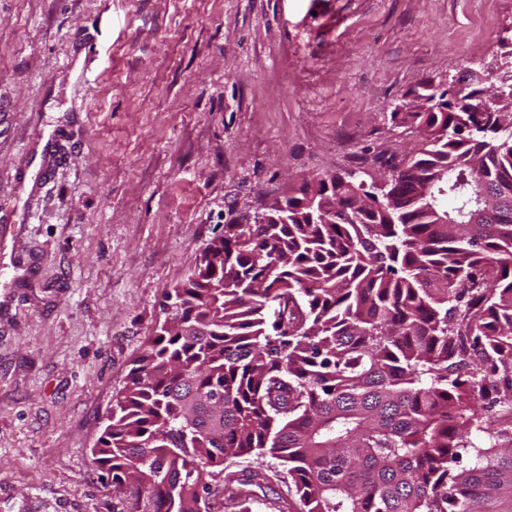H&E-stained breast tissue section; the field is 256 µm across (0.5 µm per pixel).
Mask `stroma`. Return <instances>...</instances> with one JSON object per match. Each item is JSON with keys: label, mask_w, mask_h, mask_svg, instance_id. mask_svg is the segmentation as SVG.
I'll return each instance as SVG.
<instances>
[{"label": "stroma", "mask_w": 512, "mask_h": 512, "mask_svg": "<svg viewBox=\"0 0 512 512\" xmlns=\"http://www.w3.org/2000/svg\"><path fill=\"white\" fill-rule=\"evenodd\" d=\"M512 45V0H0V486L112 512V396L225 225L419 134L390 112ZM252 512L303 505L279 460Z\"/></svg>", "instance_id": "stroma-1"}]
</instances>
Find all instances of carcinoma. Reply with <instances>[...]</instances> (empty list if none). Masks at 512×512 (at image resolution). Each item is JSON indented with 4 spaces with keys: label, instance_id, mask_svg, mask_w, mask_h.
Here are the masks:
<instances>
[{
    "label": "carcinoma",
    "instance_id": "obj_1",
    "mask_svg": "<svg viewBox=\"0 0 512 512\" xmlns=\"http://www.w3.org/2000/svg\"><path fill=\"white\" fill-rule=\"evenodd\" d=\"M391 119L421 146L364 180L304 183L270 224H226L168 293L93 460L112 512H252L271 456L304 512H512V204L460 218L471 183L512 186V123L429 79Z\"/></svg>",
    "mask_w": 512,
    "mask_h": 512
}]
</instances>
